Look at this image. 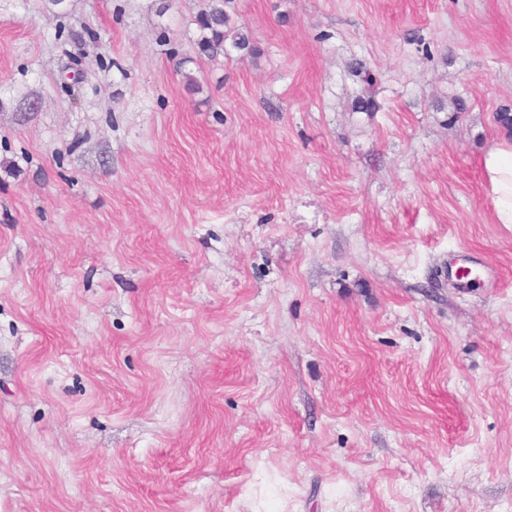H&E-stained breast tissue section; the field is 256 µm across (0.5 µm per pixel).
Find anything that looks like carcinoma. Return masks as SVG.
Returning a JSON list of instances; mask_svg holds the SVG:
<instances>
[{"mask_svg":"<svg viewBox=\"0 0 512 512\" xmlns=\"http://www.w3.org/2000/svg\"><path fill=\"white\" fill-rule=\"evenodd\" d=\"M199 25L205 32L199 42L203 55L213 56L220 52L228 55L233 50L250 56L260 53L249 33L235 29L230 15L224 11V0H212L209 10L200 16Z\"/></svg>","mask_w":512,"mask_h":512,"instance_id":"obj_1","label":"carcinoma"}]
</instances>
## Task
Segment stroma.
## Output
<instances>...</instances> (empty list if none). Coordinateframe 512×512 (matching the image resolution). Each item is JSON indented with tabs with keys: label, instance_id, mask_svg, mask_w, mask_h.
I'll list each match as a JSON object with an SVG mask.
<instances>
[{
	"label": "stroma",
	"instance_id": "stroma-1",
	"mask_svg": "<svg viewBox=\"0 0 512 512\" xmlns=\"http://www.w3.org/2000/svg\"><path fill=\"white\" fill-rule=\"evenodd\" d=\"M207 5L0 0V512H512V0ZM208 11L199 18L200 28L206 33L199 42L201 54L213 56L220 52L229 55L231 50L244 55H257L260 49L252 36L244 31L236 30L231 23L230 15L224 11L223 0H212ZM230 39V42L227 41ZM481 168L499 224H512V138L505 136L489 148Z\"/></svg>",
	"mask_w": 512,
	"mask_h": 512
}]
</instances>
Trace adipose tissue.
<instances>
[{"label":"adipose tissue","mask_w":512,"mask_h":512,"mask_svg":"<svg viewBox=\"0 0 512 512\" xmlns=\"http://www.w3.org/2000/svg\"><path fill=\"white\" fill-rule=\"evenodd\" d=\"M497 223L512 224V138H502L481 159Z\"/></svg>","instance_id":"obj_1"}]
</instances>
